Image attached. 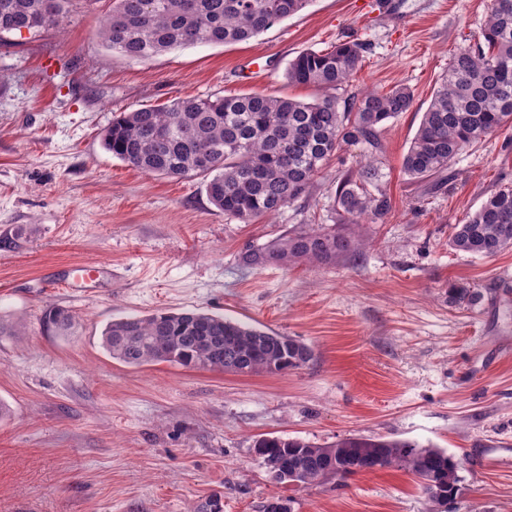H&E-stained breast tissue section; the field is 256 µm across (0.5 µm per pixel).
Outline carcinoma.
<instances>
[{"mask_svg": "<svg viewBox=\"0 0 512 512\" xmlns=\"http://www.w3.org/2000/svg\"><path fill=\"white\" fill-rule=\"evenodd\" d=\"M310 0H113L100 29L103 44L123 56L149 61L183 46L247 41L295 15ZM74 0H0V34L61 27ZM367 44L353 39L308 50L288 63V82L326 95L312 102L262 93L174 99L121 112L105 129L103 146L147 176L205 178L210 202L242 223L280 213L305 197L314 179L343 147L376 145L378 130L410 109L407 87L344 99L331 94L360 69ZM512 123V0H492L481 39L453 53L448 72L403 158L406 175L431 179L463 152ZM378 169L361 162L336 188L348 218L339 226L304 224L242 254L247 265L307 262L333 264L359 252L351 222L378 219L390 200L367 186ZM448 246L478 257L512 247V187L491 194L461 224ZM455 304L475 305L481 295L464 284L448 289ZM44 323L65 333L74 315L45 312ZM103 348L128 366L160 362L236 374L286 373L306 366L312 350L291 336L267 332L232 318L193 310L126 315L101 332ZM254 452L276 482L307 488L360 472L400 468L417 476L428 499L448 507L456 496L461 461L438 448L384 437L352 435L319 446L298 438L262 436Z\"/></svg>", "mask_w": 512, "mask_h": 512, "instance_id": "obj_1", "label": "carcinoma"}]
</instances>
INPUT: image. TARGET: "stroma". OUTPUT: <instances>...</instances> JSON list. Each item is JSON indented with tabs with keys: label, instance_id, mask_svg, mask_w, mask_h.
Instances as JSON below:
<instances>
[{
	"label": "stroma",
	"instance_id": "obj_1",
	"mask_svg": "<svg viewBox=\"0 0 512 512\" xmlns=\"http://www.w3.org/2000/svg\"><path fill=\"white\" fill-rule=\"evenodd\" d=\"M310 0L249 41L193 45L143 62L106 48L110 0H81L63 25L0 36V512H440L407 471L362 472L345 485L273 481L261 435L330 445L381 436L444 449L462 466L455 512H512V460L476 468L481 448H512V249L491 258L448 246L450 227L512 186V126L468 150L440 183L402 160L458 45L480 36L490 0ZM359 39L365 62L346 88H410L408 112L376 145H348L308 198L245 224L212 205L199 176L149 177L112 157L104 130L120 112L175 98L253 92L310 102L289 85L299 52ZM363 160L391 202L362 221L359 255L330 265L251 266L242 253L301 224H338L336 184ZM96 267L111 277L49 288ZM464 283L480 303H449ZM53 307L76 318L60 335ZM201 309L310 346L283 374L238 375L160 363L125 365L102 348L112 319Z\"/></svg>",
	"mask_w": 512,
	"mask_h": 512
}]
</instances>
